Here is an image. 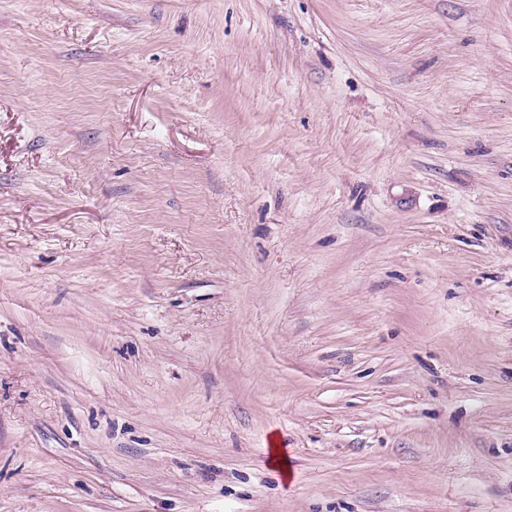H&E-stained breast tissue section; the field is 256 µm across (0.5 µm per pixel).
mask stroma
<instances>
[{
  "instance_id": "1",
  "label": "stroma",
  "mask_w": 512,
  "mask_h": 512,
  "mask_svg": "<svg viewBox=\"0 0 512 512\" xmlns=\"http://www.w3.org/2000/svg\"><path fill=\"white\" fill-rule=\"evenodd\" d=\"M0 512H512V0H0Z\"/></svg>"
}]
</instances>
